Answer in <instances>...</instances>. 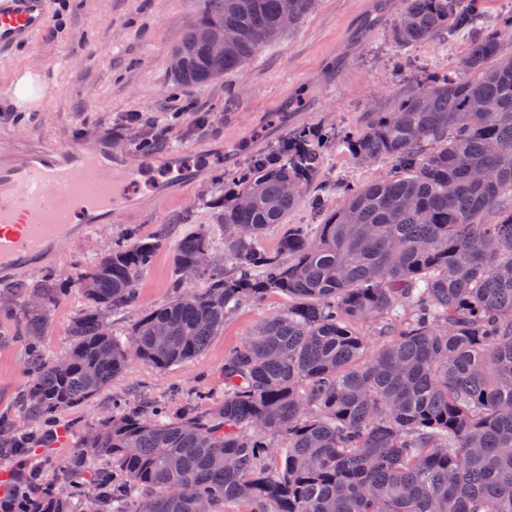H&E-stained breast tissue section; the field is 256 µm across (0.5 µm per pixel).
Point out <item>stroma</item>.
Here are the masks:
<instances>
[{"label":"stroma","instance_id":"35a3bbf8","mask_svg":"<svg viewBox=\"0 0 512 512\" xmlns=\"http://www.w3.org/2000/svg\"><path fill=\"white\" fill-rule=\"evenodd\" d=\"M376 2L316 0L300 23L266 43L243 70L185 88L174 80L169 56L196 16L198 0H48L50 22L42 34L29 44L0 52V84L14 82L28 70L43 72L49 83L35 110L23 112L14 104H1L0 127L12 129L22 143L37 136L49 145L80 144L91 150L103 138L111 142L113 152L134 163L144 159L142 143L151 142L154 157L180 154L189 166L190 180L181 195L156 205L153 197L177 176L156 166L148 168L127 185L131 201L117 209L111 223L62 243L49 266L58 287L68 294L48 311L43 360H53L69 348V328L86 305L74 280L128 227L161 245L140 280L136 304L110 316L112 331L120 338L130 334L140 317L170 299L173 249L183 235L207 233L215 256L225 269H233L215 216L223 197L235 190L232 174L249 158L279 146L294 126L356 130L369 107H384L416 76L445 73L471 41L464 33L450 42L395 43L390 26L400 0H387L384 19L360 34ZM405 58L412 61V70H398ZM133 114L138 117L134 123L129 120ZM155 116L167 119L160 145L151 122ZM387 166L382 160L361 167L345 148L326 150L309 197L289 213L286 224L270 226L256 240V250L276 252L287 224L310 232L322 223L310 196L319 193L335 201L337 185L367 183ZM287 307L288 299L280 293L259 302H241L195 358L163 370L131 363L93 399L59 413L51 424L56 440L37 448L32 461L80 454L88 436L121 413L126 403L158 405L172 416L188 408L199 414L213 411L224 400L225 357L258 323ZM14 330L12 319L0 316L1 441L34 429L19 404L33 377L24 367V344Z\"/></svg>","mask_w":512,"mask_h":512}]
</instances>
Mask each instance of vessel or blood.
<instances>
[{
    "label": "vessel or blood",
    "mask_w": 512,
    "mask_h": 512,
    "mask_svg": "<svg viewBox=\"0 0 512 512\" xmlns=\"http://www.w3.org/2000/svg\"><path fill=\"white\" fill-rule=\"evenodd\" d=\"M49 21L47 0H0V51L30 43ZM138 168L109 144L18 148L0 131V271L33 270L71 228L87 234L112 220Z\"/></svg>",
    "instance_id": "obj_1"
}]
</instances>
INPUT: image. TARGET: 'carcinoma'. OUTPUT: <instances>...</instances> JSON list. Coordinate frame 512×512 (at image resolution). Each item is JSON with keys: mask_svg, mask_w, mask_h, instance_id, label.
Returning a JSON list of instances; mask_svg holds the SVG:
<instances>
[{"mask_svg": "<svg viewBox=\"0 0 512 512\" xmlns=\"http://www.w3.org/2000/svg\"><path fill=\"white\" fill-rule=\"evenodd\" d=\"M483 0H404L392 27L400 45L470 30ZM171 55L184 87L241 69L313 0H199ZM224 36V54L210 44ZM512 30L482 33L457 69L419 76L388 106L363 115L354 133L291 131L235 175L218 224L236 273L226 274L206 234L176 245L172 296L145 314L126 341L112 311L138 299L159 241L130 229L74 282L87 307L59 359L40 358L46 312L67 289L0 287V297H37L15 318L28 345V416L50 421L90 400L134 359L157 369L205 348L224 317L271 292L288 309L261 322L224 359V404L165 418L124 410L88 438L85 456L112 460L98 473L110 512H512ZM338 142L351 159H382L381 178L345 189L309 235L290 228L277 253L254 242L288 213ZM209 253L193 292L181 270ZM376 322L371 351L358 325ZM164 329L167 341L156 339ZM67 486L27 483L0 496V512H71L82 496L84 456L43 460Z\"/></svg>", "mask_w": 512, "mask_h": 512, "instance_id": "1", "label": "carcinoma"}]
</instances>
